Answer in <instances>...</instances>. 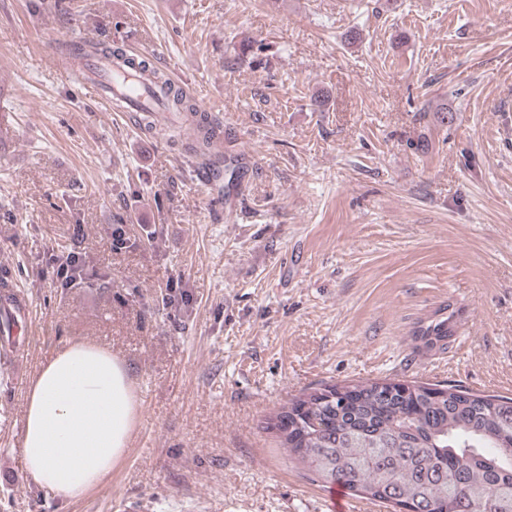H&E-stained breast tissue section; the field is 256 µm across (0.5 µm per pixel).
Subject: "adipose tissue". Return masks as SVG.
Returning a JSON list of instances; mask_svg holds the SVG:
<instances>
[{
	"label": "adipose tissue",
	"mask_w": 512,
	"mask_h": 512,
	"mask_svg": "<svg viewBox=\"0 0 512 512\" xmlns=\"http://www.w3.org/2000/svg\"><path fill=\"white\" fill-rule=\"evenodd\" d=\"M139 419L126 363L110 350L75 341L31 375L19 442L28 479L75 501L125 457Z\"/></svg>",
	"instance_id": "obj_1"
}]
</instances>
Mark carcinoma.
I'll return each instance as SVG.
<instances>
[{
  "instance_id": "carcinoma-1",
  "label": "carcinoma",
  "mask_w": 512,
  "mask_h": 512,
  "mask_svg": "<svg viewBox=\"0 0 512 512\" xmlns=\"http://www.w3.org/2000/svg\"><path fill=\"white\" fill-rule=\"evenodd\" d=\"M95 54L149 74L155 103L178 114L191 149L206 154L221 126L181 87L118 46ZM456 322L446 304L409 335L421 349L445 350ZM268 427L320 482L401 512H512V397L386 379L325 384L276 410Z\"/></svg>"
}]
</instances>
